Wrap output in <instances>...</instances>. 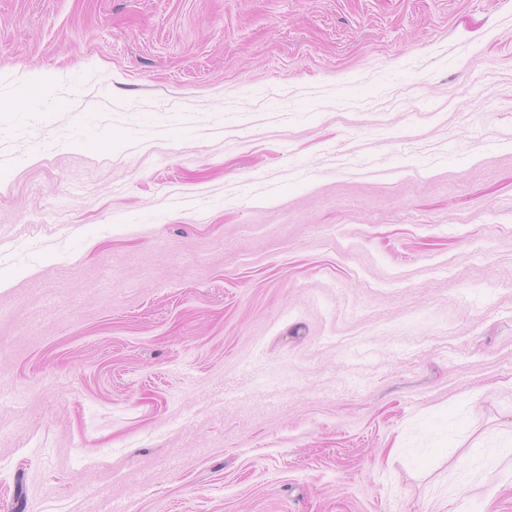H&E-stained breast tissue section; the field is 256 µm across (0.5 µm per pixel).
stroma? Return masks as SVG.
Masks as SVG:
<instances>
[{
    "mask_svg": "<svg viewBox=\"0 0 512 512\" xmlns=\"http://www.w3.org/2000/svg\"><path fill=\"white\" fill-rule=\"evenodd\" d=\"M511 441L512 0H0V512H512Z\"/></svg>",
    "mask_w": 512,
    "mask_h": 512,
    "instance_id": "1",
    "label": "stroma"
}]
</instances>
